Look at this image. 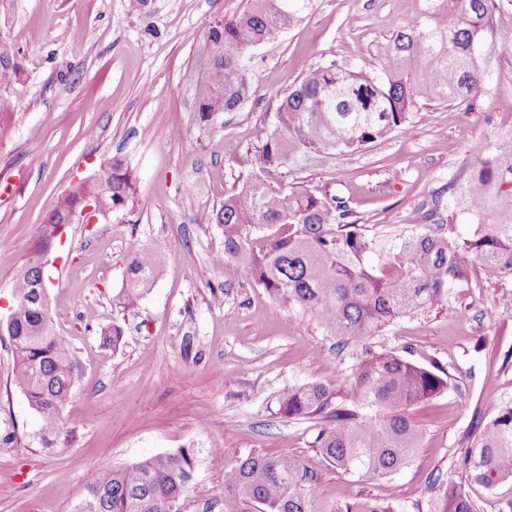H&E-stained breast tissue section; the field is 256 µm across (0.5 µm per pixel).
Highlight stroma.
Instances as JSON below:
<instances>
[{
    "mask_svg": "<svg viewBox=\"0 0 512 512\" xmlns=\"http://www.w3.org/2000/svg\"><path fill=\"white\" fill-rule=\"evenodd\" d=\"M248 0H0V40L21 62L19 84L0 88V309L22 271L47 256L45 278L57 332L69 339L74 385L61 431L45 435L11 383L13 356L0 336V512H74L94 468L196 452L188 512H224V470L258 452L322 462L314 420L276 413L288 389L326 379L348 387L362 347H338L310 313L275 303L234 263L214 221L240 191L235 156L262 147L280 96L317 64L371 66L376 46L419 19L424 0H314L297 25L255 53L253 94L208 126L197 120L196 86L209 69L206 30ZM489 87L472 101H429L413 136L393 134L348 155L299 159L275 181L348 204L367 233L421 223L423 204L465 183L471 165L512 137V48H490ZM132 171L126 210L69 225L50 247L43 223L70 185L112 156ZM152 249L166 262L130 311L113 299L131 258ZM468 287L447 306L394 322L372 343L423 366L440 364L448 389L416 405L421 441L409 464L365 480L325 472L315 493L358 496L414 512L436 478L459 480L462 457L489 419V400L512 402V278L487 281L466 265ZM120 328L112 347L104 332Z\"/></svg>",
    "mask_w": 512,
    "mask_h": 512,
    "instance_id": "35a3bbf8",
    "label": "stroma"
}]
</instances>
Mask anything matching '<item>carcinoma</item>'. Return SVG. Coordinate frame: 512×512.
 Here are the masks:
<instances>
[{"label":"carcinoma","instance_id":"1","mask_svg":"<svg viewBox=\"0 0 512 512\" xmlns=\"http://www.w3.org/2000/svg\"><path fill=\"white\" fill-rule=\"evenodd\" d=\"M312 2L250 0L243 12L209 23L211 61L196 91L200 124L236 111L249 98L254 50L302 21ZM424 2L419 20L378 45L372 68L317 65L282 95L261 150L236 158L241 191L225 198L215 214L224 228V251L214 264L238 263L275 301L312 313L339 342L364 347L345 390L332 379L291 388L278 413L325 422L313 440L324 467L367 480L410 462L421 434L409 410L448 389L443 367L420 366L369 340L400 318L447 305L450 290L467 283L468 261L489 280L512 275V140L474 163L462 188L449 183L448 201L433 199L423 216L432 226L394 245L347 222L340 199L275 186L266 174L312 153L352 154L393 133L410 136L420 101H465L487 90L492 41L512 45V33L495 27L502 0ZM21 73L11 48L0 41V86L17 83ZM132 191L125 161L112 157L101 174L58 200L44 223L42 247L72 223L78 200L89 199L96 214L106 215L122 211ZM459 224L467 231L458 232ZM165 260L150 249L137 253L116 307L137 306ZM41 283L38 262L19 276L13 319L4 331L14 358L12 382L38 413L42 431L52 435L71 395L73 349L56 333L50 307L32 299ZM456 466L464 482L441 483L417 512H477L465 486L491 492L512 481L511 403L494 405ZM194 469L192 448L95 469L75 512H178ZM321 479V471L295 455L251 453L224 472V512H398L363 498L322 502L313 493Z\"/></svg>","mask_w":512,"mask_h":512}]
</instances>
